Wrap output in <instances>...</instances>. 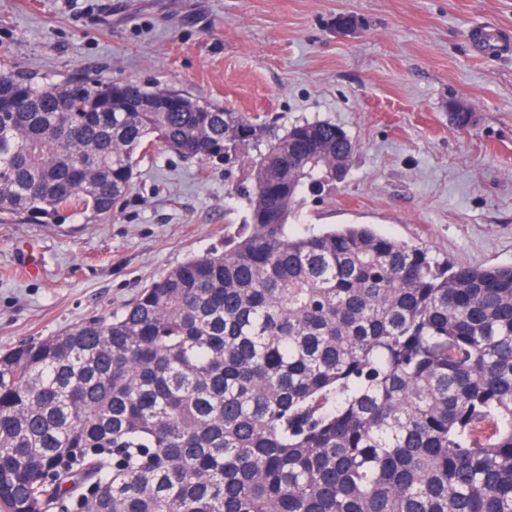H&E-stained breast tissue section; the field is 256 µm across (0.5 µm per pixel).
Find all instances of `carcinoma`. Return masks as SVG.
Instances as JSON below:
<instances>
[{"instance_id":"cac0c4a2","label":"carcinoma","mask_w":512,"mask_h":512,"mask_svg":"<svg viewBox=\"0 0 512 512\" xmlns=\"http://www.w3.org/2000/svg\"><path fill=\"white\" fill-rule=\"evenodd\" d=\"M256 136L179 90L3 66L0 220L110 217L153 143L208 159ZM355 150L293 125L223 252L0 354V512H512V266L293 232Z\"/></svg>"}]
</instances>
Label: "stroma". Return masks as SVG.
I'll return each mask as SVG.
<instances>
[{"label": "stroma", "mask_w": 512, "mask_h": 512, "mask_svg": "<svg viewBox=\"0 0 512 512\" xmlns=\"http://www.w3.org/2000/svg\"><path fill=\"white\" fill-rule=\"evenodd\" d=\"M480 24L512 30V0H0V63L35 83L173 87L279 135L339 125L356 143L348 174L307 196L303 228L370 224L441 262L512 265V56L474 44ZM266 148L224 161L156 146L115 217L0 222V352L121 312L187 257L223 250Z\"/></svg>", "instance_id": "1"}]
</instances>
